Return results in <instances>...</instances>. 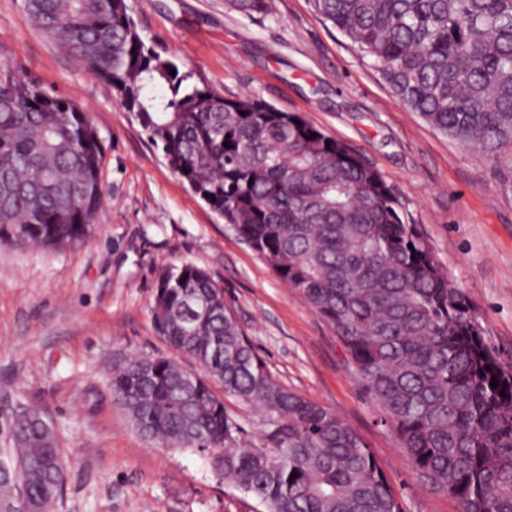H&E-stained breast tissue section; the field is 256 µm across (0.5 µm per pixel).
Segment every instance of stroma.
I'll return each instance as SVG.
<instances>
[{
    "mask_svg": "<svg viewBox=\"0 0 512 512\" xmlns=\"http://www.w3.org/2000/svg\"><path fill=\"white\" fill-rule=\"evenodd\" d=\"M145 38L194 82L302 115L345 142L407 200L411 223L512 365V149L493 159L429 126L392 96L372 59L314 11L270 0L248 19L224 0H128ZM27 75L87 112L102 141V208L80 244H0V425L23 408L53 421L68 465L60 512H255L199 453L160 448L112 399L109 370L167 353L150 317L162 266L188 262L224 287L245 335L283 387L360 434L403 512H460L417 479L349 372L328 324L168 166L112 88L0 0V70Z\"/></svg>",
    "mask_w": 512,
    "mask_h": 512,
    "instance_id": "1",
    "label": "stroma"
}]
</instances>
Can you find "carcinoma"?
I'll list each match as a JSON object with an SVG mask.
<instances>
[{
	"label": "carcinoma",
	"mask_w": 512,
	"mask_h": 512,
	"mask_svg": "<svg viewBox=\"0 0 512 512\" xmlns=\"http://www.w3.org/2000/svg\"><path fill=\"white\" fill-rule=\"evenodd\" d=\"M228 4L250 19L269 10V0ZM313 5L373 59L407 110L493 158L512 144V0ZM23 6L112 87L170 168L328 324L414 474L461 512H512V366L384 177L296 113L192 82L176 57L146 42L127 0ZM102 159L82 107L0 71L1 244L83 241L102 203L86 170ZM150 313L157 335L194 365L147 356L112 367V397L142 438L207 455L213 473L262 512H403L365 440L274 381L209 272L162 268ZM226 398L259 410L262 445L239 447ZM66 477L52 423L20 412L0 448V512H54Z\"/></svg>",
	"instance_id": "1"
}]
</instances>
